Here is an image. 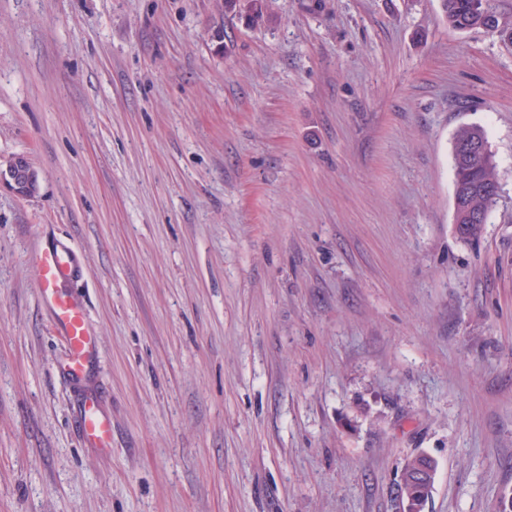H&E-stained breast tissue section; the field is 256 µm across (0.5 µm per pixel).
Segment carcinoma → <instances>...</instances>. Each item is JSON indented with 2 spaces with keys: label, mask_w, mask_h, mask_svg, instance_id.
<instances>
[{
  "label": "carcinoma",
  "mask_w": 512,
  "mask_h": 512,
  "mask_svg": "<svg viewBox=\"0 0 512 512\" xmlns=\"http://www.w3.org/2000/svg\"><path fill=\"white\" fill-rule=\"evenodd\" d=\"M223 10L234 13L251 24L260 25L270 20L266 0H219ZM448 27L455 31L485 29L494 22L496 32L512 41V27L499 24L491 0H441ZM494 155L489 149L485 131L480 127L467 128L456 137L453 147L454 194L458 204L454 207V224L458 237L474 241L481 237L484 222L496 203L489 188L496 185L493 173ZM423 460L418 455L409 459L403 468L397 487L398 505L410 506L422 512L428 499V487L419 483L415 471Z\"/></svg>",
  "instance_id": "1"
}]
</instances>
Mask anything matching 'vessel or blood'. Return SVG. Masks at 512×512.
Segmentation results:
<instances>
[{
	"mask_svg": "<svg viewBox=\"0 0 512 512\" xmlns=\"http://www.w3.org/2000/svg\"><path fill=\"white\" fill-rule=\"evenodd\" d=\"M33 263L38 271L40 300L51 311L57 328L70 345L64 372L71 378L81 377L96 361L98 349L83 307L65 288L76 272L75 254L69 246L53 242L35 254ZM82 433L98 447L107 449L112 445V424L95 409L84 411Z\"/></svg>",
	"mask_w": 512,
	"mask_h": 512,
	"instance_id": "b4317fda",
	"label": "vessel or blood"
}]
</instances>
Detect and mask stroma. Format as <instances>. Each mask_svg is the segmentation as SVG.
<instances>
[{
    "label": "stroma",
    "mask_w": 512,
    "mask_h": 512,
    "mask_svg": "<svg viewBox=\"0 0 512 512\" xmlns=\"http://www.w3.org/2000/svg\"><path fill=\"white\" fill-rule=\"evenodd\" d=\"M0 0V512H423L512 495V41L440 0ZM482 127L499 196L454 229ZM60 241L100 354L31 253ZM96 400L112 452L80 433ZM223 10L246 19L248 23L260 25L269 22L266 0H218ZM494 167L495 159L485 131L481 127L461 131L453 147L454 194L459 201L454 207V224L464 242L481 237L488 214L496 203L498 185L496 194L489 192L497 184ZM482 216L486 218L484 222ZM7 184L19 196H32L38 187V174L29 159L18 156L0 169V185ZM33 263L38 271L40 300L70 345L64 373L79 378L96 361L98 349L83 307L64 288L76 272L75 253L63 243L52 242L35 254ZM423 455L415 456L409 459L403 468L400 482L397 487L396 499L398 501V507L403 506V510L406 505L411 508H415L414 512H422V506L428 499V487L424 484L432 485L433 476L435 471L433 470V464L429 466L425 465L418 471V479L422 481L419 483L414 473L418 470V465L423 460ZM431 476V478H429Z\"/></svg>",
    "instance_id": "obj_1"
}]
</instances>
